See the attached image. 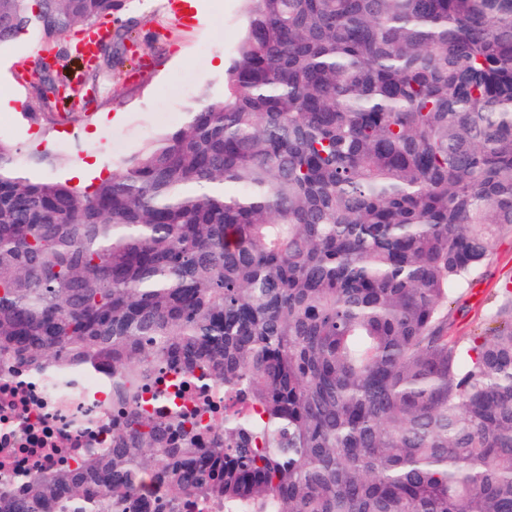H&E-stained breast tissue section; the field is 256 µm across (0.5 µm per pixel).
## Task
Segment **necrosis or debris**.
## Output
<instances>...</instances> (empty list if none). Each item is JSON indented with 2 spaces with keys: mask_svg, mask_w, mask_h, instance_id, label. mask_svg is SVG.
<instances>
[{
  "mask_svg": "<svg viewBox=\"0 0 512 512\" xmlns=\"http://www.w3.org/2000/svg\"><path fill=\"white\" fill-rule=\"evenodd\" d=\"M74 389L63 392L45 377L13 365L0 377V484L23 486L32 475L62 465L78 467L89 456L111 447L119 419L112 407V369L72 367ZM141 404L163 418L179 410L220 433L224 392L193 387L167 373L151 384Z\"/></svg>",
  "mask_w": 512,
  "mask_h": 512,
  "instance_id": "obj_1",
  "label": "necrosis or debris"
}]
</instances>
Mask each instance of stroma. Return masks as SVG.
<instances>
[{"mask_svg": "<svg viewBox=\"0 0 512 512\" xmlns=\"http://www.w3.org/2000/svg\"><path fill=\"white\" fill-rule=\"evenodd\" d=\"M199 17L185 23L170 0H123L109 29L124 27L128 38L119 48V64L101 79L85 112L59 122L50 131L27 121L38 113L34 86L40 80L35 33L0 47V89L16 102L0 111V138L22 155L49 152L55 160L49 175L67 179L82 160L97 161L102 176L119 172L163 132L180 127L187 112L224 94V69L216 60L232 61L247 26L245 0H200ZM512 286V236L499 238L488 263L471 286L459 290L460 310L454 335L465 337L487 318L500 288Z\"/></svg>", "mask_w": 512, "mask_h": 512, "instance_id": "obj_1", "label": "stroma"}]
</instances>
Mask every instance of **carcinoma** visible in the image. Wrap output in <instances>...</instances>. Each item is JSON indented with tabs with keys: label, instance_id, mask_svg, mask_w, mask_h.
I'll return each mask as SVG.
<instances>
[{
	"label": "carcinoma",
	"instance_id": "obj_1",
	"mask_svg": "<svg viewBox=\"0 0 512 512\" xmlns=\"http://www.w3.org/2000/svg\"><path fill=\"white\" fill-rule=\"evenodd\" d=\"M249 2L224 96L112 177L0 139V366L110 363L127 411L0 512H512V289L449 335L512 234V0ZM118 7L0 0V46ZM164 368L223 433L139 408Z\"/></svg>",
	"mask_w": 512,
	"mask_h": 512
}]
</instances>
